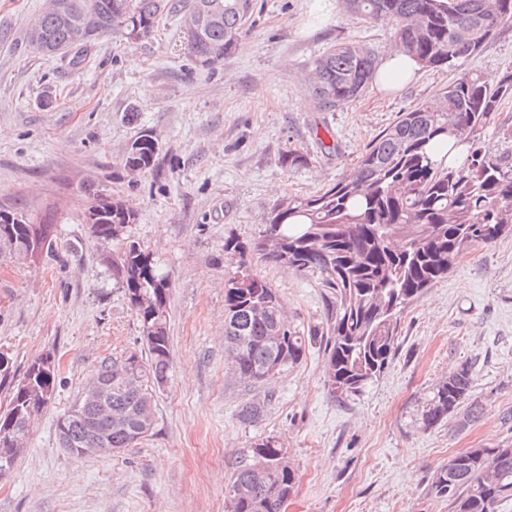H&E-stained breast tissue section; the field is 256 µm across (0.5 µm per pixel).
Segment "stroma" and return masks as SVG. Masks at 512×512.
I'll return each instance as SVG.
<instances>
[{"instance_id": "obj_1", "label": "stroma", "mask_w": 512, "mask_h": 512, "mask_svg": "<svg viewBox=\"0 0 512 512\" xmlns=\"http://www.w3.org/2000/svg\"><path fill=\"white\" fill-rule=\"evenodd\" d=\"M44 4L0 0V207L55 224L58 253L0 257V349L19 374L52 353L56 392L0 479V512H224L232 462L266 436L297 470L285 512H453L431 491L435 471L465 449L512 442V233L461 255L404 311L394 358L359 395L327 393L316 346L268 383L273 399L251 426L236 414L256 392L235 381L224 354V238H253L277 200L344 178L398 113L460 73L496 80L512 68V25L460 70L424 68L393 94L371 85L321 112L304 76L329 45L356 42L381 59L392 50L389 28L352 15L345 0H253L247 51L209 69L187 57L177 13L142 41L38 53L27 24ZM323 126L335 152L315 137ZM145 129L158 140L156 167L134 178L122 157ZM291 149L308 165H283ZM96 191L138 212L130 232L170 277L171 372L137 447L76 457L58 444L59 416L103 359L143 349L85 222ZM249 264L279 291L290 320L321 322L314 277L258 254ZM467 359L482 417L419 429L424 394Z\"/></svg>"}]
</instances>
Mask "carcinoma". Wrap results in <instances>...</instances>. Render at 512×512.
<instances>
[{
    "mask_svg": "<svg viewBox=\"0 0 512 512\" xmlns=\"http://www.w3.org/2000/svg\"><path fill=\"white\" fill-rule=\"evenodd\" d=\"M352 14L390 27L393 50L422 67L453 70L476 56L485 42L512 25V0H346ZM175 0H69L66 16L48 10L29 22L46 36L31 43L53 54L75 45V30L90 15L102 31L93 38H149ZM203 10L211 20L185 49L194 64L210 69L229 56L243 33L252 0H190L183 16ZM376 71V56L353 42L330 46L309 72V87L321 112L361 96ZM512 99V70L487 82L469 72L385 128L346 178L311 196L290 195L270 212L257 237H224V258L236 260L224 278V343L233 377L251 388L267 384L300 364L318 337H325L324 386L338 399L361 392L389 365L399 344L401 314L448 276L457 258L473 246L490 245L512 232V127L500 108ZM495 125L503 144L493 153L481 134ZM158 141L143 130L123 155V170L155 168ZM104 223L89 225L106 251L103 261L123 289L141 329L146 357L135 353L101 361L92 379L97 400L82 397L57 422L60 446L133 448L152 431L154 394L170 369L168 308L170 279L153 254L127 229L138 212L120 199L93 193ZM56 247L51 224L0 223V254L37 259ZM286 265L317 278L323 290L322 326L288 322L285 303L272 285L248 268V256ZM474 364L457 365L424 398L419 428L431 430L456 416L464 423L482 414L472 399ZM9 403L0 412V448L24 439L35 416L51 401L55 370L29 363L17 377L0 366V386ZM272 394L244 402L238 421L257 422ZM296 486L287 449L268 436L236 458L224 495L243 487L225 512H283ZM432 490L451 500L454 512H498L512 499V444H485L452 456L435 473Z\"/></svg>",
    "mask_w": 512,
    "mask_h": 512,
    "instance_id": "obj_1",
    "label": "carcinoma"
}]
</instances>
